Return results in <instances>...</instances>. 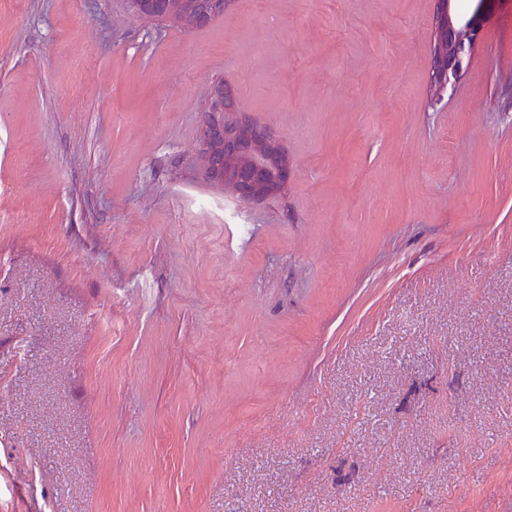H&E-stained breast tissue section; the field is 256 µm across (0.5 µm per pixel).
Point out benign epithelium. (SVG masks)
Wrapping results in <instances>:
<instances>
[{"instance_id":"7a95c632","label":"benign epithelium","mask_w":512,"mask_h":512,"mask_svg":"<svg viewBox=\"0 0 512 512\" xmlns=\"http://www.w3.org/2000/svg\"><path fill=\"white\" fill-rule=\"evenodd\" d=\"M238 0H128L133 13L175 22L186 32L210 27L232 11ZM429 82L439 101L450 80L468 63L481 26L472 15L452 13L454 0H434ZM205 179L244 203L277 197L286 191L293 167L276 135L258 125L239 103L227 81L211 82L198 132Z\"/></svg>"}]
</instances>
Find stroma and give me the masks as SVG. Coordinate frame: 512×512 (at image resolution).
Masks as SVG:
<instances>
[{
	"instance_id": "obj_1",
	"label": "stroma",
	"mask_w": 512,
	"mask_h": 512,
	"mask_svg": "<svg viewBox=\"0 0 512 512\" xmlns=\"http://www.w3.org/2000/svg\"><path fill=\"white\" fill-rule=\"evenodd\" d=\"M434 6L0 0V512H512V0L437 103ZM238 0H128L133 13L174 21L187 33L210 27L232 11ZM205 179L244 203L286 191L293 167L276 135L258 125L239 103L237 89L212 81L198 132Z\"/></svg>"
}]
</instances>
